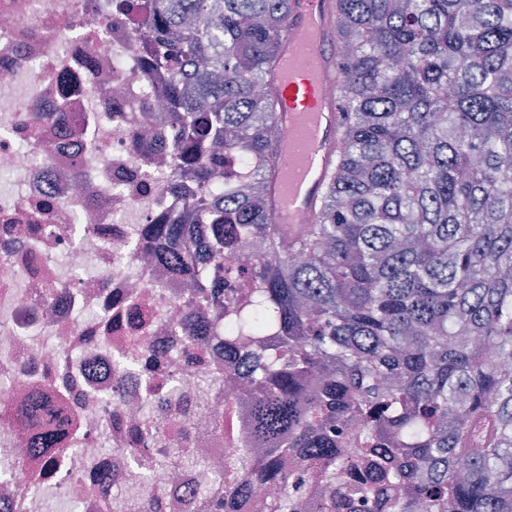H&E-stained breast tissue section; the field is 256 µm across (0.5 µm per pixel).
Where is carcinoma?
<instances>
[{"mask_svg":"<svg viewBox=\"0 0 512 512\" xmlns=\"http://www.w3.org/2000/svg\"><path fill=\"white\" fill-rule=\"evenodd\" d=\"M289 2L149 4L151 60L190 135L173 155L207 186L213 217L208 262L164 259L206 299L225 242H257L255 288L224 348L283 340L251 351L244 439L264 453L225 475V494L273 485L268 512H335L344 475L368 462L351 495L391 512H512V0H336L347 121L315 222L292 242L269 211L267 134ZM220 138L258 160L229 197L221 162L199 153ZM354 418L364 429L347 455L337 429ZM54 447L48 430L30 453ZM296 454L325 492L314 504L284 465Z\"/></svg>","mask_w":512,"mask_h":512,"instance_id":"obj_1","label":"carcinoma"}]
</instances>
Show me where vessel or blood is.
Returning <instances> with one entry per match:
<instances>
[{"instance_id":"vessel-or-blood-1","label":"vessel or blood","mask_w":512,"mask_h":512,"mask_svg":"<svg viewBox=\"0 0 512 512\" xmlns=\"http://www.w3.org/2000/svg\"><path fill=\"white\" fill-rule=\"evenodd\" d=\"M335 34L336 0H290L288 28L273 74L283 135L269 173L272 219L288 231L299 217L317 212L320 189L340 150L346 114L343 74L331 47Z\"/></svg>"}]
</instances>
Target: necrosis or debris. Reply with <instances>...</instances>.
<instances>
[{
    "label": "necrosis or debris",
    "instance_id": "4bbe7bcc",
    "mask_svg": "<svg viewBox=\"0 0 512 512\" xmlns=\"http://www.w3.org/2000/svg\"><path fill=\"white\" fill-rule=\"evenodd\" d=\"M148 56L141 25L98 0H0V512H220L206 473L158 461L177 448L223 470L246 454L239 400L203 386L246 368L184 320L194 290L144 240L206 204L169 162L178 130ZM249 251L225 256L208 320L246 301ZM32 389L67 419L49 461L14 421Z\"/></svg>",
    "mask_w": 512,
    "mask_h": 512
}]
</instances>
